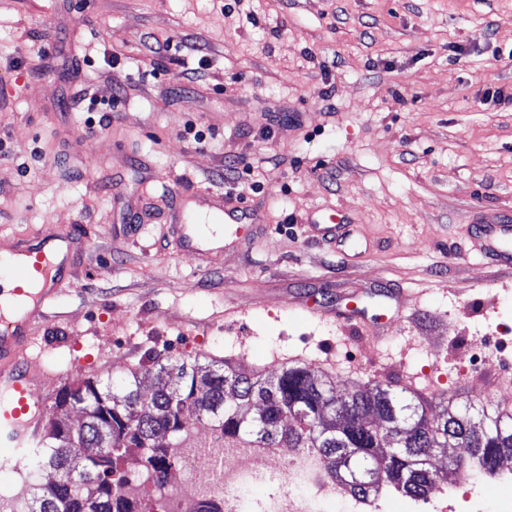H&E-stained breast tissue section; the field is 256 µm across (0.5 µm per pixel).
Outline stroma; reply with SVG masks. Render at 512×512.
Returning <instances> with one entry per match:
<instances>
[{"mask_svg":"<svg viewBox=\"0 0 512 512\" xmlns=\"http://www.w3.org/2000/svg\"><path fill=\"white\" fill-rule=\"evenodd\" d=\"M224 3L0 0V252L87 240L34 325L49 398L190 355L512 411V269L470 239L512 215V0ZM168 37L202 51L146 53ZM190 196L258 223L178 250ZM348 305L378 346L328 317ZM451 491L512 512L510 483Z\"/></svg>","mask_w":512,"mask_h":512,"instance_id":"35a3bbf8","label":"stroma"}]
</instances>
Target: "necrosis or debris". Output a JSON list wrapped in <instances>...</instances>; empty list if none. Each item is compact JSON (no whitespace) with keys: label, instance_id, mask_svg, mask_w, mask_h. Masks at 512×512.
Returning <instances> with one entry per match:
<instances>
[{"label":"necrosis or debris","instance_id":"4bbe7bcc","mask_svg":"<svg viewBox=\"0 0 512 512\" xmlns=\"http://www.w3.org/2000/svg\"><path fill=\"white\" fill-rule=\"evenodd\" d=\"M177 458L191 461V471L177 482L160 480L147 468L135 476L114 472L112 484L136 502L138 512H191L194 503L214 502L220 512H241V492L258 480L280 484L264 502L263 512H318V501L333 497L334 486L322 473L318 457L295 449L255 448L246 441L204 440L187 433Z\"/></svg>","mask_w":512,"mask_h":512}]
</instances>
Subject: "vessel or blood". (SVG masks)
<instances>
[{
	"label": "vessel or blood",
	"mask_w": 512,
	"mask_h": 512,
	"mask_svg": "<svg viewBox=\"0 0 512 512\" xmlns=\"http://www.w3.org/2000/svg\"><path fill=\"white\" fill-rule=\"evenodd\" d=\"M478 236L500 262L512 266V226L488 222ZM78 239L41 233L19 240L11 251V311L0 310V456L21 464L42 446L45 406L38 381L39 361L29 355L32 327L71 275Z\"/></svg>",
	"instance_id": "obj_1"
}]
</instances>
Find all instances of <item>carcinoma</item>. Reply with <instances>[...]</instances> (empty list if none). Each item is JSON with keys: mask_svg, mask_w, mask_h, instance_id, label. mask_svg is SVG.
<instances>
[{"mask_svg": "<svg viewBox=\"0 0 512 512\" xmlns=\"http://www.w3.org/2000/svg\"><path fill=\"white\" fill-rule=\"evenodd\" d=\"M148 381L153 391L145 401L141 389ZM74 410L83 418L69 420ZM187 412L210 421L226 439L306 448L338 483L341 458H362L386 478L351 486L363 498L388 491L425 496L447 475L433 463L436 448L465 449L490 476L512 465V413L490 403L452 396L433 403L415 391L380 386L341 395L327 374L299 363L266 378L230 363L215 369L196 357L157 358L130 378L64 386L45 413V444L28 456L26 469L70 477L39 487L26 512H136L112 488V468L137 448L141 463L166 472L186 432ZM166 435L173 441H163Z\"/></svg>", "mask_w": 512, "mask_h": 512, "instance_id": "cac0c4a2", "label": "carcinoma"}]
</instances>
